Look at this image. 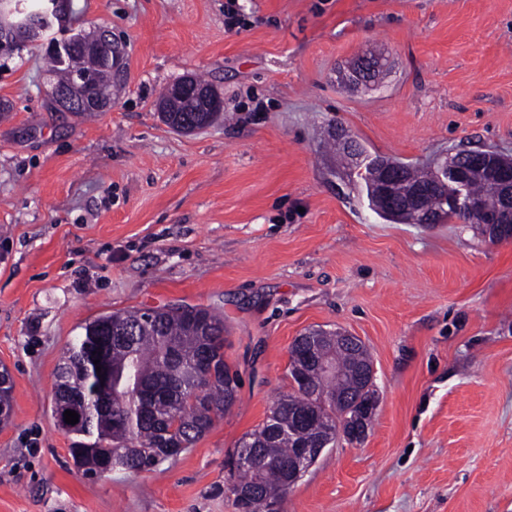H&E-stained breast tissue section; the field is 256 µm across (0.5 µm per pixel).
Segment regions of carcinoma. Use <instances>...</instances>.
Returning <instances> with one entry per match:
<instances>
[{"label":"carcinoma","mask_w":512,"mask_h":512,"mask_svg":"<svg viewBox=\"0 0 512 512\" xmlns=\"http://www.w3.org/2000/svg\"><path fill=\"white\" fill-rule=\"evenodd\" d=\"M46 56L48 73L58 86L71 83L85 67L77 54L63 60L48 47ZM116 78L112 70H94L87 96L110 89ZM159 111L167 125L183 132L206 127L219 116L193 111L175 83L164 92ZM354 168L368 206L379 218L396 224L416 223L412 214L397 213L378 202L374 167L357 161ZM465 194L477 208L459 212L443 204L444 191L434 187L430 205L440 223L475 224L485 233L489 215L499 213L501 220L512 221L511 215L500 213L499 184L485 172H471ZM226 333L223 317L197 306L113 312L86 323L66 347L55 381L63 408L84 414L81 425L65 431L94 438L70 449L75 465L92 475L101 466L139 473L190 448L213 427L216 418L230 411L238 397L239 373L224 361ZM103 346L112 368V395L92 408L85 407L81 397L89 398L95 391V351ZM335 354L332 334L323 332L316 359H291V391L279 394L267 420L245 434L256 465L237 472L233 484L224 485L243 512H271L270 504L281 501L289 488L297 445L313 447L323 434L333 444L345 430L349 412L337 394L360 393L371 359L361 342L346 350L341 359L346 378L338 382L322 374L319 365ZM206 357L215 361L210 379L199 370ZM275 422L283 427L277 435L270 433Z\"/></svg>","instance_id":"obj_1"}]
</instances>
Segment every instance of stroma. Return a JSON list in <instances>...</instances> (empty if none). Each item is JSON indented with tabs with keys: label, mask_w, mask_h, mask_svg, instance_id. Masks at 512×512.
I'll return each instance as SVG.
<instances>
[{
	"label": "stroma",
	"mask_w": 512,
	"mask_h": 512,
	"mask_svg": "<svg viewBox=\"0 0 512 512\" xmlns=\"http://www.w3.org/2000/svg\"><path fill=\"white\" fill-rule=\"evenodd\" d=\"M225 2L71 0L125 56L107 112L50 111L37 52L0 59V512H237L226 457L318 328L362 339L380 402L281 512H512V243L383 222L328 146L337 126L422 166L512 156V0H237L233 31ZM370 49L390 67L353 89ZM187 76L224 97L188 134L156 110ZM177 305L223 316L236 404L152 470L84 474L52 417L65 346L99 315Z\"/></svg>",
	"instance_id": "stroma-1"
}]
</instances>
